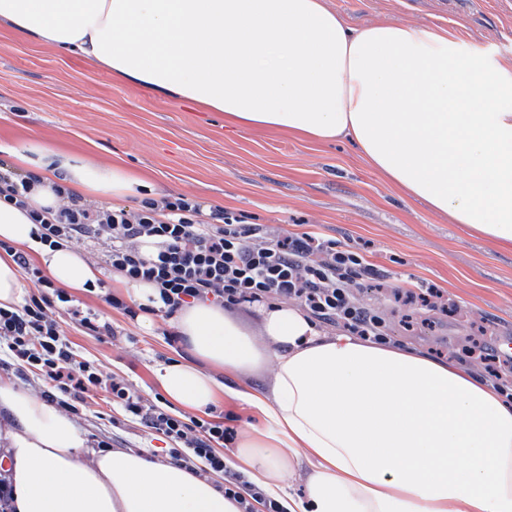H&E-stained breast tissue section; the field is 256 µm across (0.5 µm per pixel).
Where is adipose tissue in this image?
<instances>
[{"label":"adipose tissue","mask_w":512,"mask_h":512,"mask_svg":"<svg viewBox=\"0 0 512 512\" xmlns=\"http://www.w3.org/2000/svg\"><path fill=\"white\" fill-rule=\"evenodd\" d=\"M22 38L77 52L118 77L200 102L245 128L347 138L409 196L493 241L512 243V64L417 24L347 28L323 0H0ZM38 176L26 208L0 203V241L35 248L55 283H95L70 249L36 245L29 210L55 185L105 198L137 179L40 146L15 152ZM262 336L197 304L172 325L187 356L162 364L168 398L205 411L216 391L263 416L228 467L286 512H512V392L464 365L264 307ZM269 386L223 385L205 364ZM0 446L15 512H239L215 480L173 461L93 450L54 404L0 379ZM303 473L301 491L289 478Z\"/></svg>","instance_id":"1"}]
</instances>
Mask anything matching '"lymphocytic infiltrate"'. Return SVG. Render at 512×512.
Returning <instances> with one entry per match:
<instances>
[{"instance_id":"lymphocytic-infiltrate-1","label":"lymphocytic infiltrate","mask_w":512,"mask_h":512,"mask_svg":"<svg viewBox=\"0 0 512 512\" xmlns=\"http://www.w3.org/2000/svg\"><path fill=\"white\" fill-rule=\"evenodd\" d=\"M55 207L31 211L41 243L81 248L88 240L107 244L105 262L131 282L152 284L154 304L113 307L130 319L142 314L171 318L183 306L211 303L223 308L275 300L295 303L321 324L375 341L390 338L385 318L358 302L355 288L380 282L382 271L362 251L304 232L275 237L263 235L246 216L228 209H205L183 194L145 198L134 206L101 208L55 186ZM25 279L36 288L24 304L0 307V344L6 345L19 367L38 371L52 385L47 401L79 414L85 393L100 388L125 416L140 420L170 444L172 461L204 478L224 476V496L241 512L263 504L280 512L278 504L244 479L228 471L221 446L235 439L223 414L204 416L175 413L133 389L125 379L108 378L88 360L79 358L53 317L66 311L82 327L111 333L109 323L91 310L79 308L70 294L43 274L23 252L5 246Z\"/></svg>"}]
</instances>
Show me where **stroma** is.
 <instances>
[{"label":"stroma","mask_w":512,"mask_h":512,"mask_svg":"<svg viewBox=\"0 0 512 512\" xmlns=\"http://www.w3.org/2000/svg\"><path fill=\"white\" fill-rule=\"evenodd\" d=\"M348 28L377 22L441 26L470 49L495 48L512 61V0H325ZM45 145L77 157L119 164L144 177L156 197L184 194L204 206L250 216L272 234L315 232L361 249L388 270L383 288L357 298L389 320L395 343L432 356L463 359L478 340L512 345V244L497 243L450 223L406 196L346 140L309 141L285 132L239 127L203 104L112 76L79 54L23 40L0 24V149ZM104 291H73L113 336L86 330L65 311L55 320L73 349L107 377L128 381L144 396L162 393L159 365L177 359L170 321L133 320L112 308L115 276L106 246L92 243ZM425 280L457 304L453 314L408 313L386 292ZM75 422L95 448L153 452L161 443L140 421L112 408L105 391L88 393Z\"/></svg>","instance_id":"35a3bbf8"}]
</instances>
